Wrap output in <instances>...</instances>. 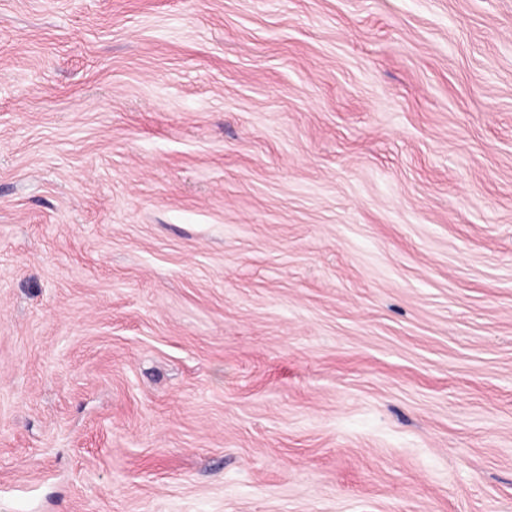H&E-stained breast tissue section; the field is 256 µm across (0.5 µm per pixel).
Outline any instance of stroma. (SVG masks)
Returning <instances> with one entry per match:
<instances>
[{
	"mask_svg": "<svg viewBox=\"0 0 512 512\" xmlns=\"http://www.w3.org/2000/svg\"><path fill=\"white\" fill-rule=\"evenodd\" d=\"M0 512H512V0H0Z\"/></svg>",
	"mask_w": 512,
	"mask_h": 512,
	"instance_id": "stroma-1",
	"label": "stroma"
}]
</instances>
